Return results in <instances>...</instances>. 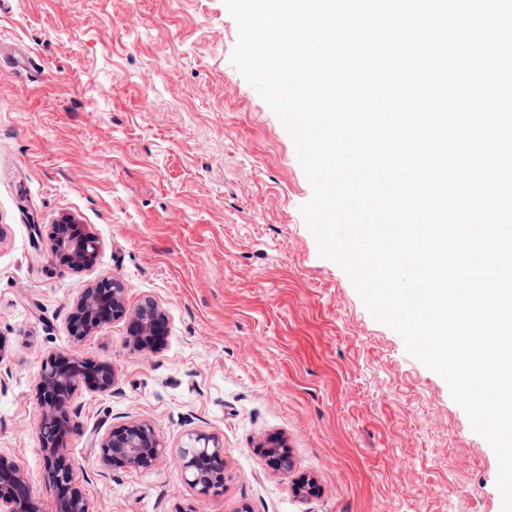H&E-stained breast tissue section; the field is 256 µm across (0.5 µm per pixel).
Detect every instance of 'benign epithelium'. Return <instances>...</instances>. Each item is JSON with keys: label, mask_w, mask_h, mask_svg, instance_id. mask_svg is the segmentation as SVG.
<instances>
[{"label": "benign epithelium", "mask_w": 512, "mask_h": 512, "mask_svg": "<svg viewBox=\"0 0 512 512\" xmlns=\"http://www.w3.org/2000/svg\"><path fill=\"white\" fill-rule=\"evenodd\" d=\"M99 248L94 234L71 217L61 218L52 227V257L63 270L92 269ZM117 320L126 321L127 343L134 349L150 352L160 349L165 334V312L152 301L128 308L126 288L114 277H105L83 291L71 312L70 332L74 340L82 341L103 325ZM115 385V369L106 360L56 354L42 362L36 381L41 408L37 431L47 479L59 493L56 512H88L83 495L71 488L73 468L67 437L71 431L75 392L83 386L91 392L108 394ZM90 447L97 449L102 477L114 468L149 469L167 452L153 426L138 420L93 434ZM262 452L275 468L287 473L292 470L291 457L279 440H269ZM175 461L185 481L200 495L208 497L223 490L224 448L216 436L190 435L189 444L176 449ZM0 512H40L27 478L3 455H0Z\"/></svg>", "instance_id": "benign-epithelium-1"}]
</instances>
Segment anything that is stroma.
Listing matches in <instances>:
<instances>
[{
  "label": "stroma",
  "instance_id": "1",
  "mask_svg": "<svg viewBox=\"0 0 512 512\" xmlns=\"http://www.w3.org/2000/svg\"><path fill=\"white\" fill-rule=\"evenodd\" d=\"M236 40L223 0H0V454L55 512L35 383L71 353L117 374L73 399L89 512H502L496 455L445 380L320 257L294 142ZM64 215L98 237L92 270L53 264ZM104 276L164 310L160 351L128 346L123 320L73 339ZM130 420L171 448L218 436L223 491L201 497L169 458L100 477L91 433ZM273 436L292 473L260 454ZM301 474L314 495L294 494Z\"/></svg>",
  "mask_w": 512,
  "mask_h": 512
}]
</instances>
